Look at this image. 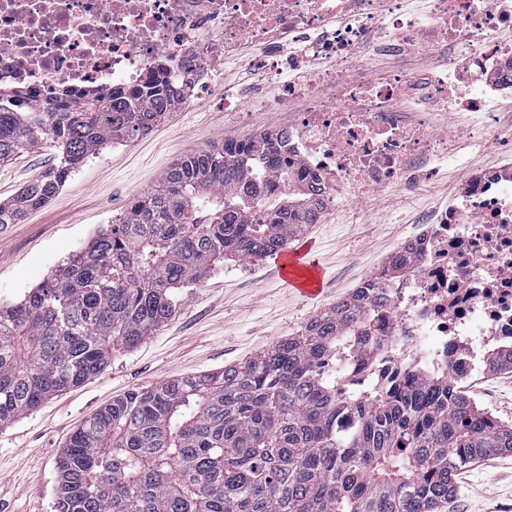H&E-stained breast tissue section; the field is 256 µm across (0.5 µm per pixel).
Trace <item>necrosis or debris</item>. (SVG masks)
Here are the masks:
<instances>
[{
	"label": "necrosis or debris",
	"mask_w": 512,
	"mask_h": 512,
	"mask_svg": "<svg viewBox=\"0 0 512 512\" xmlns=\"http://www.w3.org/2000/svg\"><path fill=\"white\" fill-rule=\"evenodd\" d=\"M0 0V86L52 103L139 84L153 66L184 102L217 84L244 46L274 97L225 93L235 124L257 130L315 187L321 207L416 190L461 144L496 151L367 282L380 348L326 359L345 386L402 381L434 361L467 380L483 353L512 348V0ZM277 113L256 127L255 111ZM406 258L403 277L389 271Z\"/></svg>",
	"instance_id": "1"
}]
</instances>
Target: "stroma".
Here are the masks:
<instances>
[{
	"mask_svg": "<svg viewBox=\"0 0 512 512\" xmlns=\"http://www.w3.org/2000/svg\"><path fill=\"white\" fill-rule=\"evenodd\" d=\"M254 54L246 49L209 96L177 107L143 137L92 154L47 205L21 223L1 227L0 306L19 302L176 160L206 144L241 136L219 101L225 88L257 81L250 65ZM56 159V149L43 144L0 165V203L15 197ZM466 178L464 167L446 165L417 192L389 189L366 203L337 206L310 225L305 237L314 240L325 270V290L317 298L284 287L271 257L225 262L200 286L181 289L173 316L141 345L115 353L104 372L81 386L0 425V512H52L56 460L85 418L127 391L221 370L296 333L347 296L377 260L414 230L424 206L458 194ZM464 387L493 416L512 422V371L482 373ZM494 506L512 512V453L486 457L463 470L448 512H487Z\"/></svg>",
	"mask_w": 512,
	"mask_h": 512,
	"instance_id": "obj_1",
	"label": "stroma"
}]
</instances>
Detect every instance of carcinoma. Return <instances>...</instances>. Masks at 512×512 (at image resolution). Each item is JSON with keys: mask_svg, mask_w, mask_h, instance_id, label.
Segmentation results:
<instances>
[{"mask_svg": "<svg viewBox=\"0 0 512 512\" xmlns=\"http://www.w3.org/2000/svg\"><path fill=\"white\" fill-rule=\"evenodd\" d=\"M177 101L153 69L136 88L52 105L0 90V162L48 142L58 156L0 204V229L48 204L97 150L147 134ZM260 151L288 174V160L252 140L208 145L174 163L20 302L0 307V424L137 347L216 263L273 255L317 222L314 187L298 179L246 221L253 202L239 185ZM371 296L355 289L242 363L113 400L61 450L53 512H448L460 471L512 452V425L433 365L364 392L318 375L319 361L369 339ZM484 366L512 370V348ZM348 413L357 424L341 430Z\"/></svg>", "mask_w": 512, "mask_h": 512, "instance_id": "cac0c4a2", "label": "carcinoma"}]
</instances>
